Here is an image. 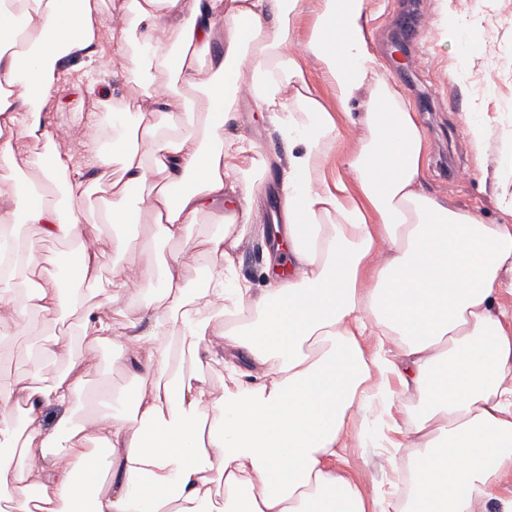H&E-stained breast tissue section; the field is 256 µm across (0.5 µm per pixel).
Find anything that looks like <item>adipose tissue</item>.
Instances as JSON below:
<instances>
[{"mask_svg": "<svg viewBox=\"0 0 512 512\" xmlns=\"http://www.w3.org/2000/svg\"><path fill=\"white\" fill-rule=\"evenodd\" d=\"M108 27L101 0H0V258L38 273L32 293L0 276V321L41 339L38 356L66 366L47 387L26 376L0 382V512H477L511 498L493 489L512 470V194L498 223L448 206L422 188L427 138L405 101L378 76L366 48L368 0H116ZM312 14L305 51L295 23ZM224 50L213 53L216 33ZM111 50L133 72L135 113L116 112L110 154L49 147L39 161L56 198L21 187L14 158L43 135L40 113L61 87L59 60ZM316 65L332 89L328 109L305 74ZM172 74L193 90L186 117L154 87ZM249 84L284 150L275 157L284 223L253 207L262 185L240 162L256 146L235 133L241 84ZM355 134L343 140V127ZM115 166L101 221L138 223L153 213L166 257L136 275L103 278V261L127 237L92 231L90 171ZM224 232L200 301L183 286L187 225L216 199ZM81 246L77 286L40 270L18 223ZM267 224L266 269L287 257L290 276L254 291L237 273L251 227ZM94 239L87 251L83 243ZM157 296L139 319L103 313L105 301L142 282ZM102 286L93 300L89 288ZM81 317L78 340L46 333L41 317ZM124 326H117V319ZM123 335L142 383L111 423L94 432L67 410L94 371L98 348ZM372 336L365 355L360 340ZM244 355L247 366L227 359ZM195 358L185 370V355ZM224 362V391L204 364ZM400 391H392L388 377ZM420 414L392 415L397 393ZM64 414L44 428L42 411ZM386 416L391 460L411 455L410 485L367 496L331 462L350 448L354 409ZM104 451L109 483L90 461Z\"/></svg>", "mask_w": 512, "mask_h": 512, "instance_id": "obj_1", "label": "adipose tissue"}]
</instances>
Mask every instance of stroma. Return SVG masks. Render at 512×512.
I'll list each match as a JSON object with an SVG mask.
<instances>
[{"instance_id": "stroma-1", "label": "stroma", "mask_w": 512, "mask_h": 512, "mask_svg": "<svg viewBox=\"0 0 512 512\" xmlns=\"http://www.w3.org/2000/svg\"><path fill=\"white\" fill-rule=\"evenodd\" d=\"M476 16L459 20L461 38L444 34L433 21L440 8L438 0H369L371 18L367 25L368 51L374 68L384 74L391 88L408 104L428 140L423 189L449 206L480 213L486 222L498 217L491 190L483 188L473 172L479 162L466 134L464 115L485 112L495 120L493 137L485 159L496 168L503 137L512 131V0H478ZM422 22L425 33L418 44L423 67L418 75L405 74V57L396 42H407L412 22ZM67 70L77 88H64L44 107L42 121L61 151L79 153L89 136H97L102 153H109L116 136L112 128V107L134 104L137 88L130 73L115 68L111 56L86 60L66 59ZM498 76L493 97L478 96V79L486 72ZM242 119L238 131L252 140L257 153L242 162L246 174L257 171L260 158L281 152L282 143L266 114L259 112L251 97L240 99ZM223 204L211 206L199 223L186 227L187 267L185 286L190 296L206 287L214 260L204 242L206 235L224 231ZM149 214H141L139 224L127 232L133 247L125 254L111 255L106 265L118 269L142 264L141 242L152 240L154 256L169 251V244L155 237ZM265 239L259 230L247 235L237 254V272L255 289L265 288ZM14 325H0V379L32 375L40 384H49L63 369L58 361L31 366L26 346ZM98 369L84 393L71 407L74 418L95 426L111 420L113 413L130 403L139 382L127 368L120 342L101 346ZM355 446L333 463L342 476L359 484L367 494L389 490L394 475L386 459L383 433L373 423L354 418L350 423Z\"/></svg>"}]
</instances>
